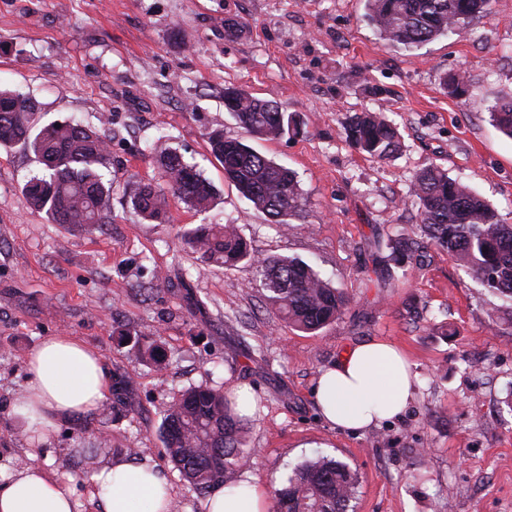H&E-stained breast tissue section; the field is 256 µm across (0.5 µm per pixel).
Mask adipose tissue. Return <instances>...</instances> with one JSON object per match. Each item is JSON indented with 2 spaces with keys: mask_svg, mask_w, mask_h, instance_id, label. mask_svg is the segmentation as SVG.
I'll return each instance as SVG.
<instances>
[{
  "mask_svg": "<svg viewBox=\"0 0 512 512\" xmlns=\"http://www.w3.org/2000/svg\"><path fill=\"white\" fill-rule=\"evenodd\" d=\"M29 385L16 408L29 435L47 444L59 419L102 407L112 379L98 352L73 336H51L28 357ZM406 356L382 339L350 347L325 368L314 390L325 421L359 432L403 413L413 397ZM89 492L104 512H171L174 491L167 472L154 464L114 461L99 465ZM201 512H268V496L255 484L218 488ZM0 512H76L69 483L44 467L27 465L0 480Z\"/></svg>",
  "mask_w": 512,
  "mask_h": 512,
  "instance_id": "obj_1",
  "label": "adipose tissue"
}]
</instances>
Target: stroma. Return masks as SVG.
<instances>
[{
  "label": "stroma",
  "instance_id": "1",
  "mask_svg": "<svg viewBox=\"0 0 512 512\" xmlns=\"http://www.w3.org/2000/svg\"><path fill=\"white\" fill-rule=\"evenodd\" d=\"M365 13V0H0V87L30 97L42 122L99 127L114 182L101 230L52 224L22 193L40 165L21 146H0V470L29 462L14 412L29 354L68 335L132 376L129 409L107 402L62 420L40 461L73 481L77 512H103L77 471L79 445L100 435L98 461L166 467L175 512H199L159 426L171 401L200 384L250 388L243 477L266 492L321 454L356 470V512H512V334L492 324L502 301L434 245L402 269L378 244L392 228L414 231L410 182L430 163L512 223V139L490 119L512 98V0H492L460 33L412 50L382 41ZM228 17L245 22L240 37H225ZM454 73L466 75L468 95L444 89ZM228 86L300 118L298 134L251 142L300 181L304 217L288 230L240 197L210 152L209 131L243 134L224 107ZM365 109L398 126L394 158L373 160L346 141L349 116ZM156 142L212 183V211L174 201L165 223L149 224L127 205L128 183L160 179ZM213 221L237 224L257 255L312 266L347 296L342 319L292 329L264 306L249 269L204 263L181 244L184 230ZM156 338L160 370L136 356V343ZM380 338L407 353L414 399L367 432L340 431L318 412L316 379L346 346Z\"/></svg>",
  "mask_w": 512,
  "mask_h": 512
}]
</instances>
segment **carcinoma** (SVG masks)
Here are the masks:
<instances>
[{"label": "carcinoma", "mask_w": 512, "mask_h": 512, "mask_svg": "<svg viewBox=\"0 0 512 512\" xmlns=\"http://www.w3.org/2000/svg\"><path fill=\"white\" fill-rule=\"evenodd\" d=\"M491 0H366V18L379 38L394 46L418 49L459 31L487 12ZM450 93H467L461 74L444 77ZM224 107L251 137L279 139L298 133L300 123L273 101L234 86L224 88ZM38 109L27 96L0 89V145L22 144L43 166L23 186L34 210L55 224L92 230L106 223L112 181L105 135L95 128L67 122L39 125ZM491 120L512 137V99L498 103ZM345 138L375 160L394 157L401 148L397 126L383 112L349 117ZM224 179L254 209L283 227L300 220L304 197L295 174L224 131L208 133ZM163 184L139 182L126 191L128 206L143 219L164 223L168 196L187 208L207 213L215 191L197 167L174 149L157 153ZM410 193L418 206V229L438 249L465 267L506 306L493 323L512 329V224L468 185L453 180L439 166L417 171ZM191 252L218 267L240 264L251 269L268 308L297 329L316 332L342 318L346 298L306 263L285 257L255 256L234 224H201L182 235ZM391 259L404 264L420 257L417 241L404 231L387 236ZM137 357L157 367L164 362L160 343L137 348ZM131 384L126 372H112V396L122 401ZM250 419L227 398L223 386L198 385L184 390L164 413L163 443L170 462L191 491L206 495L240 483L250 463ZM358 478L346 463L320 456L296 465L274 490L273 512H354Z\"/></svg>", "instance_id": "1"}]
</instances>
